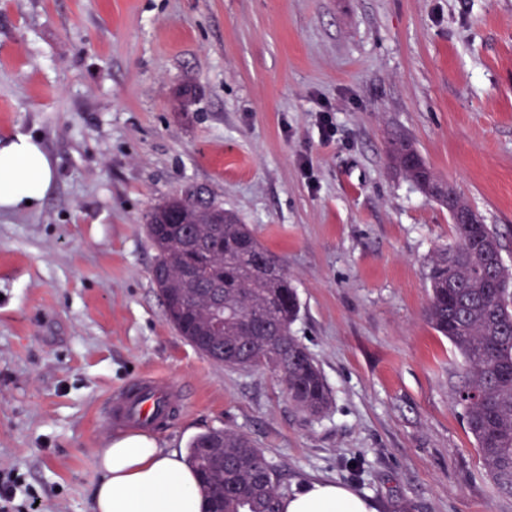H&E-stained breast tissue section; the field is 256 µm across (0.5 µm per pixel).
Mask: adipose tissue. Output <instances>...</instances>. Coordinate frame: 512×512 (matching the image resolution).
<instances>
[{"label":"adipose tissue","mask_w":512,"mask_h":512,"mask_svg":"<svg viewBox=\"0 0 512 512\" xmlns=\"http://www.w3.org/2000/svg\"><path fill=\"white\" fill-rule=\"evenodd\" d=\"M53 180L40 143L18 134L0 141V211L39 205ZM101 479L92 491L94 512H205L197 475L180 448H161L147 435H124L98 449ZM282 512H376L351 488L312 479L284 495Z\"/></svg>","instance_id":"ef3b65f1"}]
</instances>
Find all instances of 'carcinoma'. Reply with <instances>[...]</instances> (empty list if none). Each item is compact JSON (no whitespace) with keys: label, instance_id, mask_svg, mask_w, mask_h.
<instances>
[{"label":"carcinoma","instance_id":"cac0c4a2","mask_svg":"<svg viewBox=\"0 0 512 512\" xmlns=\"http://www.w3.org/2000/svg\"><path fill=\"white\" fill-rule=\"evenodd\" d=\"M388 158L426 196L448 182L436 176L410 141L391 139ZM157 250L152 268L168 323L198 352L229 368L268 366L294 408L318 418L331 390L292 325L300 312L280 258L249 225L212 203L173 195L148 215ZM454 241L427 265L426 320L462 357L456 390L478 456L497 490L512 493V272L496 230L453 224ZM208 509L224 491V512H281L275 465L244 434L214 429L190 444Z\"/></svg>","mask_w":512,"mask_h":512}]
</instances>
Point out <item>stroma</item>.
<instances>
[{
    "mask_svg": "<svg viewBox=\"0 0 512 512\" xmlns=\"http://www.w3.org/2000/svg\"><path fill=\"white\" fill-rule=\"evenodd\" d=\"M393 131L512 267V0H0V140L30 135L54 166L38 207L0 212V470L41 512H93L119 434L105 402L155 374L183 393L149 432L161 447L224 429L289 493L322 478L377 512H512L455 401L461 358L424 317L448 210L389 169ZM187 191L283 261L323 417L166 321L145 224Z\"/></svg>",
    "mask_w": 512,
    "mask_h": 512,
    "instance_id": "stroma-1",
    "label": "stroma"
}]
</instances>
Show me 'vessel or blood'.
Segmentation results:
<instances>
[{"label":"vessel or blood","instance_id":"b4317fda","mask_svg":"<svg viewBox=\"0 0 512 512\" xmlns=\"http://www.w3.org/2000/svg\"><path fill=\"white\" fill-rule=\"evenodd\" d=\"M164 385L158 378H141L120 388L108 400L107 413L117 425H155L166 416L169 406L160 402L157 392Z\"/></svg>","mask_w":512,"mask_h":512}]
</instances>
